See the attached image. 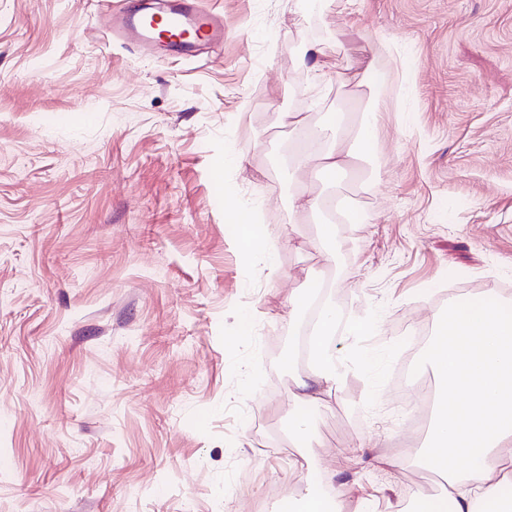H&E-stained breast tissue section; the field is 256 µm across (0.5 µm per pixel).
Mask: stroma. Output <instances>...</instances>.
I'll use <instances>...</instances> for the list:
<instances>
[{
	"label": "stroma",
	"mask_w": 512,
	"mask_h": 512,
	"mask_svg": "<svg viewBox=\"0 0 512 512\" xmlns=\"http://www.w3.org/2000/svg\"><path fill=\"white\" fill-rule=\"evenodd\" d=\"M202 6L223 44L149 56L107 40L93 0H0V512H277L331 457L352 488L416 490L435 424L397 451L409 394L391 379L441 384L406 338L467 296L512 302V0ZM312 45L317 79L298 65ZM293 112L315 132L379 117L329 193L332 243L298 202L320 183L285 160ZM227 155L246 159L224 171L232 199L213 180ZM254 214L294 243L274 280L235 243ZM325 274L348 375L301 438L308 367L280 353L292 298ZM374 452L398 461L378 473Z\"/></svg>",
	"instance_id": "stroma-1"
}]
</instances>
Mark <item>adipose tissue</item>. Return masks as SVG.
Returning a JSON list of instances; mask_svg holds the SVG:
<instances>
[{
    "label": "adipose tissue",
    "mask_w": 512,
    "mask_h": 512,
    "mask_svg": "<svg viewBox=\"0 0 512 512\" xmlns=\"http://www.w3.org/2000/svg\"><path fill=\"white\" fill-rule=\"evenodd\" d=\"M375 120L361 127L356 146L336 142L320 156L317 167L328 186L338 185L354 147L374 138ZM446 323L431 356L444 389L438 401L435 442L423 465L447 474L441 495L416 490L418 512H512V499L502 490L512 485V307L490 295L466 298L441 313ZM342 320L339 310L322 307L311 346V368L296 376L291 401L292 422L307 435L304 408L319 403L343 379L329 356L331 338ZM304 512H402L403 492L392 487L369 498L352 497L335 469L309 471Z\"/></svg>",
    "instance_id": "adipose-tissue-1"
}]
</instances>
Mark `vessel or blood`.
I'll list each match as a JSON object with an SVG mask.
<instances>
[{
  "mask_svg": "<svg viewBox=\"0 0 512 512\" xmlns=\"http://www.w3.org/2000/svg\"><path fill=\"white\" fill-rule=\"evenodd\" d=\"M108 28L127 42L182 54L198 43L224 39V21L205 11L199 0H165L163 9L151 12L140 0H109Z\"/></svg>",
  "mask_w": 512,
  "mask_h": 512,
  "instance_id": "1",
  "label": "vessel or blood"
}]
</instances>
